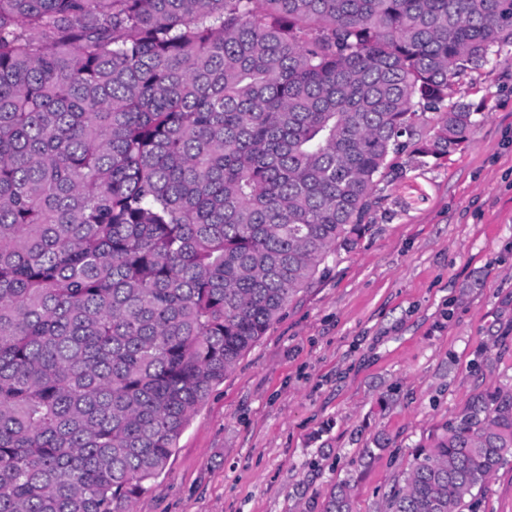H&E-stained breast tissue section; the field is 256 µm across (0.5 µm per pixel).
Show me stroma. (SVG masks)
<instances>
[{"label": "stroma", "instance_id": "35a3bbf8", "mask_svg": "<svg viewBox=\"0 0 512 512\" xmlns=\"http://www.w3.org/2000/svg\"><path fill=\"white\" fill-rule=\"evenodd\" d=\"M451 97L485 102L463 148L381 184L355 248L214 387L132 512H323L345 479L352 512H381L475 391L512 384V49Z\"/></svg>", "mask_w": 512, "mask_h": 512}]
</instances>
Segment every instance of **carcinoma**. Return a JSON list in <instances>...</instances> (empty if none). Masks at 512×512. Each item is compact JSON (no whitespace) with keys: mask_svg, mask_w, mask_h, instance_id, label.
<instances>
[{"mask_svg":"<svg viewBox=\"0 0 512 512\" xmlns=\"http://www.w3.org/2000/svg\"><path fill=\"white\" fill-rule=\"evenodd\" d=\"M505 46L512 0H0V512H131ZM510 456L512 386L478 392L383 512H463Z\"/></svg>","mask_w":512,"mask_h":512,"instance_id":"obj_1","label":"carcinoma"}]
</instances>
